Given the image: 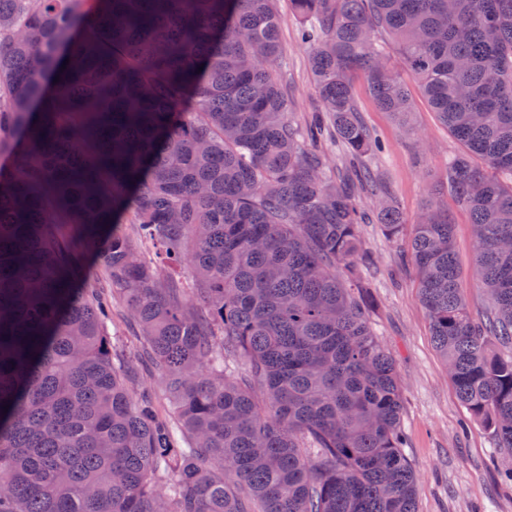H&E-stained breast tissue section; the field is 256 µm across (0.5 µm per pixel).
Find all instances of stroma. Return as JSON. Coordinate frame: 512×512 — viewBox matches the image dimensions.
Listing matches in <instances>:
<instances>
[{
  "label": "stroma",
  "instance_id": "stroma-1",
  "mask_svg": "<svg viewBox=\"0 0 512 512\" xmlns=\"http://www.w3.org/2000/svg\"><path fill=\"white\" fill-rule=\"evenodd\" d=\"M298 23L288 10L280 12L284 58L280 67L286 92L298 119L318 108L307 63V49L297 37ZM400 79L412 90L415 107L410 127H402L375 104L364 74L353 78L354 98L364 125L386 146L383 155L368 159L389 195L407 217L428 200L447 210L455 226V245L465 298L472 314L485 307V295L473 264L471 217L444 190L439 179L458 141L414 88L405 68ZM361 246L374 263L364 271L375 304L372 325L391 355L403 385L404 450L419 475L418 512H512V485L497 472L500 454L490 432L471 420L458 401L444 361L430 336V320L419 297L409 237L387 239L382 225L361 229Z\"/></svg>",
  "mask_w": 512,
  "mask_h": 512
}]
</instances>
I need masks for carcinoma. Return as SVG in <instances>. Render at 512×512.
<instances>
[{"label":"carcinoma","mask_w":512,"mask_h":512,"mask_svg":"<svg viewBox=\"0 0 512 512\" xmlns=\"http://www.w3.org/2000/svg\"><path fill=\"white\" fill-rule=\"evenodd\" d=\"M0 0V512H417L403 394L368 321L365 212L408 219L366 171L336 183L276 76L277 0ZM322 111L356 156L357 116L413 111L390 39L460 143L442 173L472 218L488 305L462 293L448 212L411 258L459 402L512 477V0H289ZM68 64H63V61ZM163 255L145 264L124 219ZM183 266L200 312L170 285ZM102 268L172 407L134 391ZM244 376L230 377L237 362Z\"/></svg>","instance_id":"1"}]
</instances>
